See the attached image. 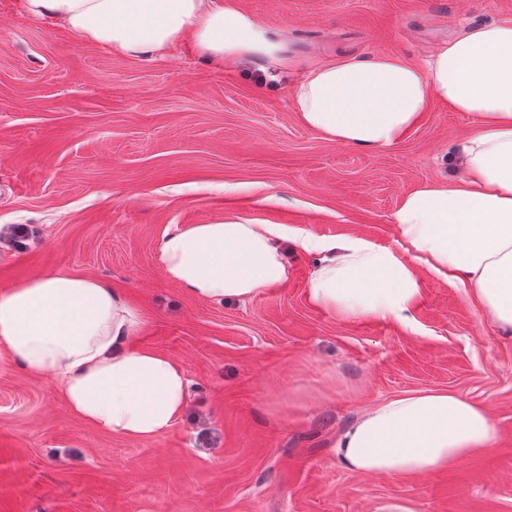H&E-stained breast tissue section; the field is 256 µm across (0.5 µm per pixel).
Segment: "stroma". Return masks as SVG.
Returning <instances> with one entry per match:
<instances>
[{
  "label": "stroma",
  "mask_w": 512,
  "mask_h": 512,
  "mask_svg": "<svg viewBox=\"0 0 512 512\" xmlns=\"http://www.w3.org/2000/svg\"><path fill=\"white\" fill-rule=\"evenodd\" d=\"M288 55L423 63L512 0H237ZM295 68H226L190 45L112 55L0 0V290L37 275L94 277L144 315L142 345L190 380L183 417L152 442L89 426L51 379L0 356V512H512V335L462 288L420 272L413 327L342 319L307 297L318 255L258 296H185L157 260L162 234L234 217L324 238L397 244L390 216L425 182L462 175L475 118L433 101L398 143L365 149L304 127ZM446 390L485 407L492 448L416 478L344 468L340 435L367 408Z\"/></svg>",
  "instance_id": "1"
}]
</instances>
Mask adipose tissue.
Segmentation results:
<instances>
[{"mask_svg":"<svg viewBox=\"0 0 512 512\" xmlns=\"http://www.w3.org/2000/svg\"><path fill=\"white\" fill-rule=\"evenodd\" d=\"M28 17L112 54L163 58L191 42L204 59L288 65L282 43L237 0H16ZM473 114L458 147L464 177L405 194L391 215L398 248L363 236L320 239L283 224L236 219L165 231L157 256L189 297L233 301L288 279L286 245L321 254L310 303L341 318L411 325L418 272L467 288L503 335H512V21L470 28L424 64L374 54L306 66L291 93L307 128L336 142L384 148L432 101ZM141 312L88 276L40 275L0 291V353L51 378L91 427L150 442L185 413L189 379L171 356L138 345ZM488 411L448 391H411L363 412L337 448L359 475L413 477L490 448Z\"/></svg>","mask_w":512,"mask_h":512,"instance_id":"1","label":"adipose tissue"}]
</instances>
